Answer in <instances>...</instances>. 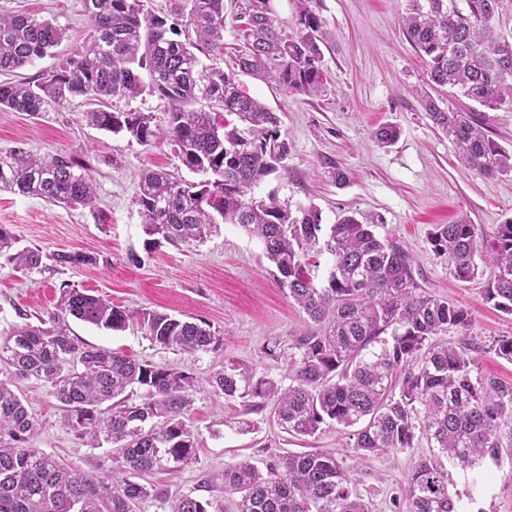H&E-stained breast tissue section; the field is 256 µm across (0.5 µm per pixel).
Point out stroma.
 Returning <instances> with one entry per match:
<instances>
[{
  "label": "stroma",
  "instance_id": "obj_1",
  "mask_svg": "<svg viewBox=\"0 0 512 512\" xmlns=\"http://www.w3.org/2000/svg\"><path fill=\"white\" fill-rule=\"evenodd\" d=\"M324 20L331 42L324 51L327 83L321 96L288 93L279 85L239 74L241 89L259 99L281 119L291 152L287 168L255 190L262 197L277 191L290 206L312 205L322 221L337 223L349 214L374 215L380 238L403 244L416 258L423 285L432 294L467 309V334L448 338L477 344L479 373L512 381V361L495 354L493 340L512 336V316L485 302L481 281L462 282L430 250L436 224L466 219L477 233H490L512 217V178H488L468 168L457 148L438 130L418 96L427 76L423 63L397 23L404 0H311ZM25 12L66 28L69 39L23 69V76L48 77L58 58L82 43L87 21L80 0H0V13ZM451 110L472 109L490 138L512 148V109L491 111L446 97ZM86 104L75 98L44 117L0 110V152L22 147L37 155L67 154L87 165L96 183V207H61L43 200L0 191V225H7L21 248L40 249L44 258L58 252H88L93 266H50L45 272L18 269L0 257V331L28 316L48 317L63 286L87 290L113 305L149 309L209 323L223 339L219 349L189 356L153 344L137 323L122 331L69 319L72 333L85 345L105 348L159 366L178 367L205 379L224 364L253 367L281 382L290 378L291 343L307 326L302 310L268 273L261 243L241 228L222 225L218 234L196 247L168 244L145 251L143 219L134 201L140 174L165 170L194 180L178 160L174 144L141 146L89 126ZM382 124L396 125L398 141L381 147L371 138ZM348 174L336 183L334 169ZM138 252L139 264L128 260ZM281 344L283 358H265L267 343ZM41 422L35 446L82 471L107 473L109 448H90L66 426L60 403L42 383L18 384ZM253 421L243 434L238 420ZM197 445V459L177 472L153 475V483L172 494H191L211 502L214 512H233L234 497L224 491L225 467L243 460L266 467L279 457L320 448L338 453L345 466L355 459L350 430L329 429L315 437L283 432L270 409L252 410L242 400H228L209 390L195 394L186 417ZM427 447L369 461L360 475L370 490L374 512H406L400 489ZM448 489L462 512H512V458L484 459L472 470L448 466Z\"/></svg>",
  "mask_w": 512,
  "mask_h": 512
}]
</instances>
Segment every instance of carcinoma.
Here are the masks:
<instances>
[{
  "label": "carcinoma",
  "mask_w": 512,
  "mask_h": 512,
  "mask_svg": "<svg viewBox=\"0 0 512 512\" xmlns=\"http://www.w3.org/2000/svg\"><path fill=\"white\" fill-rule=\"evenodd\" d=\"M80 2L89 36L50 76L0 83V109L36 117L82 97L89 105L84 118L94 128L141 146L173 142L181 164L204 179L190 182L158 170L141 175L135 203L144 249L164 242L197 246L220 225L235 224L261 242L271 275L310 324L294 339L299 358L288 386L236 363L201 383L178 368L82 347L66 319L112 331L135 321L152 342L188 355L221 344L210 324L60 289L48 319L14 325L0 337V363L9 376L0 379V512H137L149 499L160 512H209L212 503L171 496L148 480L196 459L185 416L204 385L257 407L273 402L278 425L290 435L361 425L352 435L359 466L424 441L429 456L404 488L407 512H460L445 462L473 470L487 456L512 457V383L475 373L477 347L448 341V330H468L466 309L427 292L415 257L376 235L379 219L348 216L327 228L314 206L293 211L274 192L254 195L268 176L287 169L291 147L276 113L243 93L235 72L200 58L224 49V0H167L157 12L146 10L144 0ZM298 2L296 28L287 34L268 0H248L234 17L241 41L235 65L313 97L325 87L327 32L310 0ZM406 2L399 25L433 91L448 88L490 110L512 107V34L498 26L503 0H464L462 8L457 0ZM65 38L66 30L48 19L0 14V71L31 65ZM146 92L164 101L163 117L109 106ZM421 104L468 168L487 177L512 175V150L489 138L472 112L446 110L427 92ZM225 112L247 131L229 126ZM399 136L391 124L373 133L381 146ZM2 190L67 206L90 208L96 201L94 180L77 158L20 147L0 152ZM430 245L458 280L485 278V301L512 315V218L485 237L464 219L436 224ZM321 254L330 255L332 268L319 281L312 259ZM9 260L29 271L39 268L42 255L19 249ZM53 260L61 266L97 262L86 252L56 253ZM30 379L49 386L78 439L92 448L112 445L109 473L82 472L33 446L40 424L12 390ZM135 387L144 395L131 402L125 393ZM358 486L343 459L319 449L285 456L264 472L247 462L224 469V492L238 495L235 512H373Z\"/></svg>",
  "instance_id": "cac0c4a2"
}]
</instances>
